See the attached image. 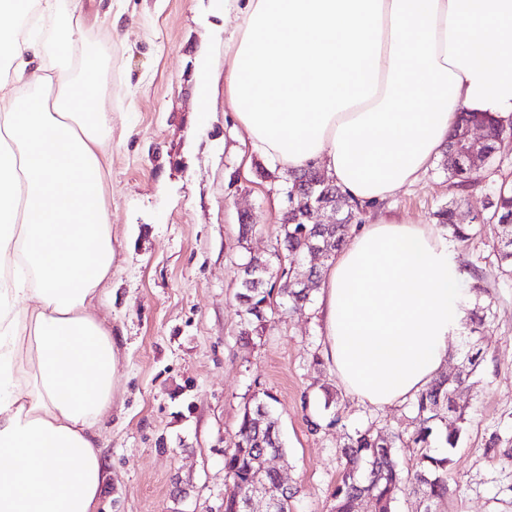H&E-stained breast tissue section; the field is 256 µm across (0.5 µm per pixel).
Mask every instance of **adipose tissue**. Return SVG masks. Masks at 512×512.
I'll return each instance as SVG.
<instances>
[{
	"mask_svg": "<svg viewBox=\"0 0 512 512\" xmlns=\"http://www.w3.org/2000/svg\"><path fill=\"white\" fill-rule=\"evenodd\" d=\"M84 0H0V512H98V427L118 347L94 312L114 249L111 123ZM224 99L273 167L322 168L375 210L418 182L460 111L512 122V0H244ZM461 279L434 224L353 225L322 270L323 356L346 394L427 388L461 327Z\"/></svg>",
	"mask_w": 512,
	"mask_h": 512,
	"instance_id": "1",
	"label": "adipose tissue"
}]
</instances>
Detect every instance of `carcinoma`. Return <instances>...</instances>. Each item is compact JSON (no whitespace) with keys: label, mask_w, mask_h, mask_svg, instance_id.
I'll return each instance as SVG.
<instances>
[{"label":"carcinoma","mask_w":512,"mask_h":512,"mask_svg":"<svg viewBox=\"0 0 512 512\" xmlns=\"http://www.w3.org/2000/svg\"><path fill=\"white\" fill-rule=\"evenodd\" d=\"M475 122L483 124L499 141L512 138V125L507 127L489 116L473 112L461 113L456 129ZM455 145L454 138H449L441 168L448 171L449 179L455 181L456 186L463 187L466 179L491 165L494 153L485 148L479 165L462 169L451 159ZM288 196L295 197L294 206L282 218L279 239V247L287 255L306 256L318 249L324 257H329L344 242L360 213L358 205L350 203L332 180L325 184L320 182L313 166L290 175ZM327 200L336 205L343 223H308L310 208ZM458 206V200H452L438 209L436 218L448 234L465 242L477 234L478 228L456 220ZM489 208V214L481 223L501 227L498 271L501 276L512 279V184L503 182L492 191ZM281 276L285 277V282L279 293L293 309L310 303L313 289L320 286V270L313 266H291L281 272ZM304 279L311 281L314 288L297 287ZM239 287L242 337L250 340L259 334L261 323L265 321L266 301L273 292L269 287L268 262L250 257L240 269ZM486 317L485 313L477 317L476 325L470 327L462 361L464 372L458 376L442 375L414 397L411 402L413 430L409 437L395 432L375 433L369 428L347 434V443L341 449L346 468L332 493L331 512H356L363 499L373 503L375 512H393L397 491L410 482L422 492L423 512H437L439 503L448 496L447 475L452 450L457 448L468 424L467 406L457 401V394L479 383L478 370L483 356L476 333ZM271 399L273 396L266 391L253 396V404L244 408L232 447L224 451V472L228 480L224 493L225 512H245L246 502L258 490L277 502V512H290V501L295 493L283 486L278 474L266 465L269 456L284 454L277 419L269 407ZM405 444L417 448L414 468L406 474L397 460V448Z\"/></svg>","instance_id":"obj_1"}]
</instances>
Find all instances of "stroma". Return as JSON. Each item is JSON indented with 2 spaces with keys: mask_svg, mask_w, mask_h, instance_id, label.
<instances>
[{
  "mask_svg": "<svg viewBox=\"0 0 512 512\" xmlns=\"http://www.w3.org/2000/svg\"><path fill=\"white\" fill-rule=\"evenodd\" d=\"M119 22L86 0L84 34L102 62L112 157L105 203L112 224V276L101 285V317L118 339L112 408L100 445L112 477L101 512H220L224 451L255 393L274 395L286 452L274 459L296 493L294 512H330L345 468L347 432H411L409 403L378 408L341 392L323 361L316 306L267 311L258 335L241 338L237 272L251 256L275 255L286 208L282 172L254 152L224 103L234 16L224 0H124ZM209 76L208 88L198 82ZM512 183V142L479 185L452 186L439 166L384 206L408 224L434 223L449 199L465 217L485 213L491 185ZM254 228L241 237L240 211ZM499 228L452 242L469 289L483 274L493 317L479 333L480 382L462 395L470 424L454 450L440 512H512V280L497 270ZM337 399L325 404V391ZM320 429H311V421Z\"/></svg>",
  "mask_w": 512,
  "mask_h": 512,
  "instance_id": "obj_1",
  "label": "stroma"
}]
</instances>
